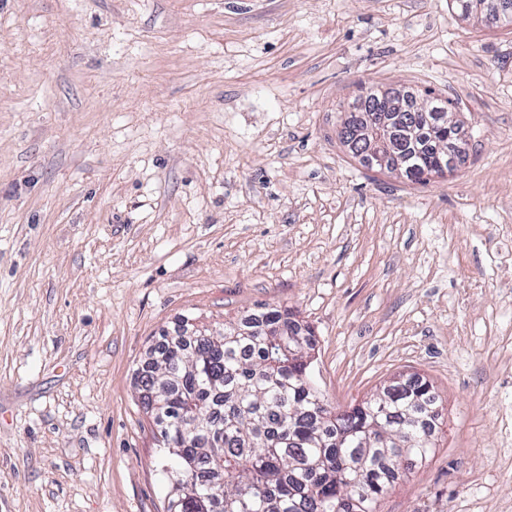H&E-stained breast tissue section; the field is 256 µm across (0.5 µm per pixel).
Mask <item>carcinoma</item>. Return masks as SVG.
I'll list each match as a JSON object with an SVG mask.
<instances>
[{
  "label": "carcinoma",
  "instance_id": "cac0c4a2",
  "mask_svg": "<svg viewBox=\"0 0 512 512\" xmlns=\"http://www.w3.org/2000/svg\"><path fill=\"white\" fill-rule=\"evenodd\" d=\"M396 98L366 96L351 130L369 115L396 113ZM395 122L394 163L416 182L438 173L429 112L407 104ZM315 338L287 310L224 322L222 336L164 337L143 372L166 432L160 447L177 463L168 512H379V503L413 466L430 458L428 426L438 398L426 383H404L339 413L318 404L312 380ZM224 430L211 445L195 421Z\"/></svg>",
  "mask_w": 512,
  "mask_h": 512
}]
</instances>
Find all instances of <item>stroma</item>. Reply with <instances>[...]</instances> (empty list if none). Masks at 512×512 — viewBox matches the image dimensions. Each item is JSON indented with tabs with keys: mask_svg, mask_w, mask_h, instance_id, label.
<instances>
[{
	"mask_svg": "<svg viewBox=\"0 0 512 512\" xmlns=\"http://www.w3.org/2000/svg\"><path fill=\"white\" fill-rule=\"evenodd\" d=\"M449 98L455 170L342 142ZM273 307L332 407L419 377L431 457L380 512H512V25L452 0H0V512H167L137 379L183 317Z\"/></svg>",
	"mask_w": 512,
	"mask_h": 512,
	"instance_id": "stroma-1",
	"label": "stroma"
}]
</instances>
